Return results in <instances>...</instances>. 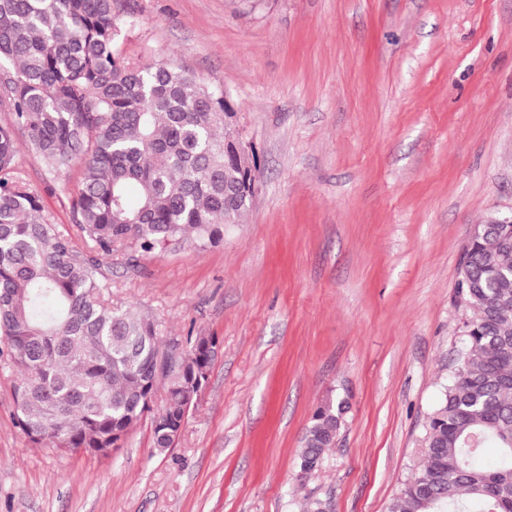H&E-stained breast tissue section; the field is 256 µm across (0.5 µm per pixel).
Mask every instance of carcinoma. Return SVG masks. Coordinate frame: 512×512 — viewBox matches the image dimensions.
<instances>
[{
  "label": "carcinoma",
  "mask_w": 512,
  "mask_h": 512,
  "mask_svg": "<svg viewBox=\"0 0 512 512\" xmlns=\"http://www.w3.org/2000/svg\"><path fill=\"white\" fill-rule=\"evenodd\" d=\"M128 24L116 0H0V63L13 65L0 80L13 116L0 125V357L21 374L15 424L39 448L107 456L148 415L154 447L173 446L216 341L187 337V368H173L180 342L162 346L154 319L112 305L104 266L129 241L144 253L220 243L246 211L231 198L252 189L224 91L171 61H127L117 42ZM19 131L50 173L81 163L72 215L84 249L18 177ZM476 230L456 287L468 313L457 364L390 512H512V227ZM344 407L314 413L300 472L320 466ZM488 446L501 455L493 468L478 463Z\"/></svg>",
  "instance_id": "obj_1"
}]
</instances>
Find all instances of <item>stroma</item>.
<instances>
[{"mask_svg": "<svg viewBox=\"0 0 512 512\" xmlns=\"http://www.w3.org/2000/svg\"><path fill=\"white\" fill-rule=\"evenodd\" d=\"M118 49L230 95L257 190L223 242L112 255V301L163 339L219 341L166 451L150 418L109 456L35 448L0 361V512H388L416 473L466 311L476 225L512 214V0H118ZM21 180L75 241L79 170L25 134ZM346 401L300 475L313 413Z\"/></svg>", "mask_w": 512, "mask_h": 512, "instance_id": "stroma-1", "label": "stroma"}]
</instances>
